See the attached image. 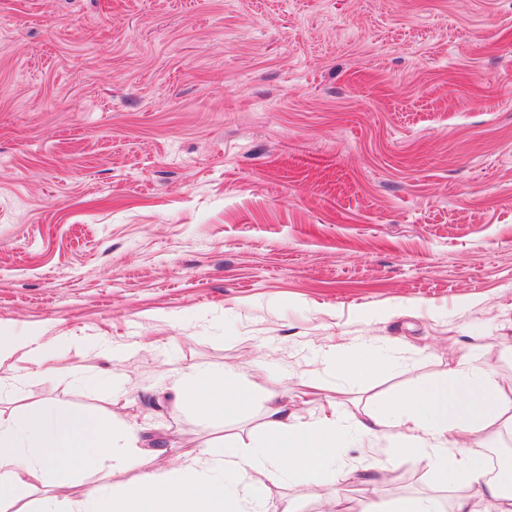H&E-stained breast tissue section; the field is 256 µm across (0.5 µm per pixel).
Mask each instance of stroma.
<instances>
[{
  "label": "stroma",
  "instance_id": "35a3bbf8",
  "mask_svg": "<svg viewBox=\"0 0 512 512\" xmlns=\"http://www.w3.org/2000/svg\"><path fill=\"white\" fill-rule=\"evenodd\" d=\"M0 327L84 375L17 352L0 409L94 410L167 469L268 392L362 419L467 353L512 385V0H0ZM188 368L239 374L236 422ZM376 490L460 493L412 460ZM336 372L351 379H362L383 372L390 366L387 354L378 349L364 355L352 354L350 349L335 350L327 355ZM175 384L179 386L182 403L224 420L236 419L247 399V391L231 373L202 374L186 370L178 374Z\"/></svg>",
  "mask_w": 512,
  "mask_h": 512
}]
</instances>
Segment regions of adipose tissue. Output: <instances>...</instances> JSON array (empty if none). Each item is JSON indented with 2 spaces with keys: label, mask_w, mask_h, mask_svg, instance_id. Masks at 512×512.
Here are the masks:
<instances>
[{
  "label": "adipose tissue",
  "mask_w": 512,
  "mask_h": 512,
  "mask_svg": "<svg viewBox=\"0 0 512 512\" xmlns=\"http://www.w3.org/2000/svg\"><path fill=\"white\" fill-rule=\"evenodd\" d=\"M29 349L35 365L62 375L53 365L54 345H34L32 337L0 330V360ZM336 372L362 379L386 370L384 351L363 355L335 350L327 355ZM182 403L227 420L236 419L247 399L234 374L186 370L176 381ZM261 434L250 444L239 435L184 459L179 470L145 471L154 455L137 439H120L111 422L97 414L46 404L34 410L0 414V505L27 500L35 484L64 488L88 474L108 479L128 475L127 488L95 492L64 504L41 499L35 512H263L269 481L288 475L316 491L326 475L355 479L336 463L339 449L360 438L389 441L387 458L377 460L364 477L375 485L390 462L413 458L432 469L446 485L463 488L452 512H512V468L487 477L483 448L491 434L512 431V397L505 395L491 362L460 356L448 372L425 380L386 402L365 419L349 421L317 409L300 417L281 392L268 397Z\"/></svg>",
  "instance_id": "ef3b65f1"
}]
</instances>
